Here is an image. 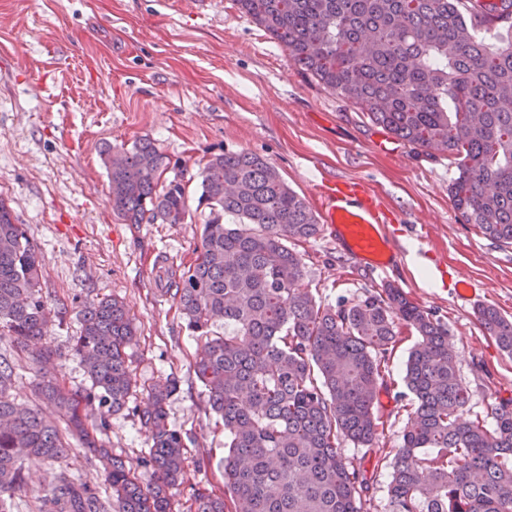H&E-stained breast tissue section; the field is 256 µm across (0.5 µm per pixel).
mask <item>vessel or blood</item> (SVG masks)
Listing matches in <instances>:
<instances>
[{
    "instance_id": "obj_1",
    "label": "vessel or blood",
    "mask_w": 512,
    "mask_h": 512,
    "mask_svg": "<svg viewBox=\"0 0 512 512\" xmlns=\"http://www.w3.org/2000/svg\"><path fill=\"white\" fill-rule=\"evenodd\" d=\"M318 195L323 221L339 248L380 270L396 262L398 252L384 232L393 216L375 194L354 180H325Z\"/></svg>"
}]
</instances>
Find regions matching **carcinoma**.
<instances>
[{"instance_id":"cac0c4a2","label":"carcinoma","mask_w":512,"mask_h":512,"mask_svg":"<svg viewBox=\"0 0 512 512\" xmlns=\"http://www.w3.org/2000/svg\"><path fill=\"white\" fill-rule=\"evenodd\" d=\"M235 2L370 122L415 150L453 159L449 194L464 223L512 245V16H492L484 0ZM100 156L124 223H184L179 166L151 139L107 145ZM169 169L174 176L163 184ZM198 178L197 208L209 213L197 256L162 292L204 340L189 370L224 422L228 452L224 495L193 486L189 512H370L373 476L348 464L341 445L379 452L385 429L375 406L403 327L416 334L404 375L414 404L391 462L387 512H512V401L462 419L471 391L440 319L394 286L350 304L318 303L301 285V256L287 245L315 237L317 217L262 157L214 154ZM40 278L36 246L0 199V327L17 360L38 365L52 355L29 351L51 322ZM477 319L511 354L512 320L493 307L479 308ZM218 321L222 336L212 334ZM133 336L118 299L85 307L73 351L91 386L72 392L42 374L36 397L54 406L50 415L18 410L15 362L0 355V512H13L22 460L31 456L58 464L37 512H173L185 444L166 404L178 378L151 388L141 411L152 445L139 466L150 479L98 439L131 393L125 348ZM95 404L97 416L88 411ZM63 428L102 465L103 486L60 467L71 451Z\"/></svg>"}]
</instances>
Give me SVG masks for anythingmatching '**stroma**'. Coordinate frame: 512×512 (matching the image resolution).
I'll return each instance as SVG.
<instances>
[{"instance_id":"obj_1","label":"stroma","mask_w":512,"mask_h":512,"mask_svg":"<svg viewBox=\"0 0 512 512\" xmlns=\"http://www.w3.org/2000/svg\"><path fill=\"white\" fill-rule=\"evenodd\" d=\"M141 137L183 166L192 202L199 165L221 151L263 157L312 207L325 178L366 184L396 216L387 227L395 265L381 272L356 262L324 228L291 244L303 258V287L325 305L401 288L447 326L471 411L512 399V354L485 333L477 305L457 296L467 281L480 303L512 319V246L464 223L449 197L456 168L447 157L416 153L373 125L234 0H0V198L37 244L42 292L58 312L40 344L68 388L88 389L72 350L81 311L103 297L124 302L137 329L125 349L133 386L102 442L139 462L151 446L140 418L147 391L176 376L166 409L184 436L190 480L179 502L195 483L224 491V424L189 370L201 344L162 292L167 272L194 261L207 213L190 211L182 224H126L113 212L99 150ZM415 340L403 331L391 391L377 404L386 449L398 447L411 409L403 376ZM51 469L24 461L14 512H35Z\"/></svg>"}]
</instances>
